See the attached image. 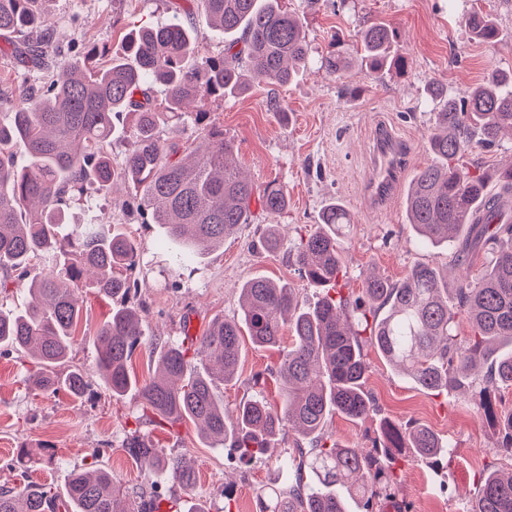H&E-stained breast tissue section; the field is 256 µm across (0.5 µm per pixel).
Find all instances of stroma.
<instances>
[{
  "mask_svg": "<svg viewBox=\"0 0 512 512\" xmlns=\"http://www.w3.org/2000/svg\"><path fill=\"white\" fill-rule=\"evenodd\" d=\"M309 33L311 64L292 83L260 84L248 93L215 98L207 110L213 123L237 145L239 168L255 186L274 181L288 191V208L269 214L252 205L251 221L242 225L223 247L210 251L190 267L170 266L163 248L164 233L155 224L127 212L123 203L136 192L133 184L117 182L112 194L99 193L71 207L74 220L94 215L121 225L141 250L143 278L135 298L147 333L167 340L182 333L183 317L208 327L218 316H236L237 290L246 280L265 276L289 283L303 305L313 304L323 286L299 277L288 262L286 247L274 252L260 245L267 225H279L287 243L316 223L332 198L346 207L351 225L341 243L347 274L344 291L359 294L369 273L389 280L403 278L413 263L423 260L442 270L449 288L477 278L486 262L476 253L470 266L450 264L449 249L421 250L408 221L405 197L418 170L433 163L427 149L431 110L421 100L429 81L437 80L465 93L494 69L512 70V4L506 0H282ZM490 12L502 41L488 46L473 40L465 25L474 9ZM170 0H54L52 22L57 39L75 47L94 45L116 50L131 30L164 22ZM381 21L397 34L395 55L404 70L374 78L360 67L334 74L321 67L332 36H340L350 54H357L356 33L362 22ZM390 125L411 143L409 165L385 209L371 208L364 188L371 174V140L378 124ZM111 304L96 295L83 296L81 319L71 347V365L92 369V344ZM366 388L376 410L361 420L330 416L327 435L338 444L371 449L382 421L398 426L424 425L454 446L447 462H427L403 449V485L398 499L412 512H467L477 487V475L490 467L512 470V459L493 456L498 437L495 424L479 413L471 397L459 392H429L399 377L374 348H366ZM279 354L244 345L234 383L223 389L224 402L264 395L279 404L276 369ZM36 367L27 357L0 352V487L20 488L30 482L63 489L73 469L95 465L111 470L117 484L134 498L159 492L173 499H192L203 512H257L258 494L271 485L287 486L278 471L277 456L295 450L294 437L270 449L266 458L251 462L232 459L229 449L202 442L188 420L161 428L143 416L134 396L113 400L99 380L77 399L66 392L38 391L32 384ZM152 440L166 455H181L193 466L197 482L192 492L168 481L147 482L139 464L123 450L130 434ZM52 445L49 464L23 466L16 462L20 447Z\"/></svg>",
  "mask_w": 512,
  "mask_h": 512,
  "instance_id": "35a3bbf8",
  "label": "stroma"
}]
</instances>
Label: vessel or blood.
<instances>
[{
	"label": "vessel or blood",
	"mask_w": 512,
	"mask_h": 512,
	"mask_svg": "<svg viewBox=\"0 0 512 512\" xmlns=\"http://www.w3.org/2000/svg\"><path fill=\"white\" fill-rule=\"evenodd\" d=\"M373 168L366 193L371 205L383 208L393 195L407 164L410 148L389 127H379L372 139Z\"/></svg>",
	"instance_id": "1"
}]
</instances>
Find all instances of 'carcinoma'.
Instances as JSON below:
<instances>
[{
	"label": "carcinoma",
	"mask_w": 512,
	"mask_h": 512,
	"mask_svg": "<svg viewBox=\"0 0 512 512\" xmlns=\"http://www.w3.org/2000/svg\"><path fill=\"white\" fill-rule=\"evenodd\" d=\"M281 0H184L168 20L130 31L120 49L97 65L90 47L72 61L49 19V0H0V53L14 63L22 95L7 125L0 124V270L17 273L16 291L27 294L21 310L4 309L9 293L0 282V344L40 365L35 388L65 391L75 398L89 390L87 372L69 362L81 291L112 303L98 329L94 373L116 400L134 394L142 411L162 426L191 419L201 437L250 462L294 430L312 440L309 451L284 456L278 468L292 477L287 488L260 493L257 512H364L408 505L396 501L401 484L399 454L412 448L423 458L451 457L452 447L425 426L381 425L382 442L365 452L320 438L333 413L359 420L374 413L365 389L363 347L377 349L397 374L430 391L466 388L484 416L497 420L504 435L496 455L512 458V412L495 411L496 394L512 387V217L490 213L473 223L491 196L490 180L512 192V160L491 173L471 175L457 164L472 148L492 149L512 131V71L491 72L461 97L438 81L426 94L434 104L428 150L437 161L420 169L406 195L409 223L422 245L458 243L452 263L463 266L482 250V274L448 294V281L418 261L401 280L369 275L362 294H325L314 306L299 305L293 288L257 276L240 292V314L218 317L208 331L187 343L167 340L157 351L160 375L141 383L129 370L133 351L152 346L138 308L130 304L139 279V247L125 233L97 219L74 223L71 200L91 187L109 192L118 179L137 188V212L165 232L173 244L169 263L189 267L224 239L250 223L258 198L262 210L280 214L287 189L275 182L258 190L237 167L235 144L208 121L209 100L240 92L249 83L285 85L307 67L308 33ZM471 37L495 44L500 31L491 15L465 17ZM224 34V54L206 56L197 33ZM361 65L378 75L401 68L392 55L394 31L367 21L358 31ZM341 46L325 59L338 73L347 67ZM162 88V109L152 87ZM132 113L129 147L119 168L112 166V132ZM350 224L333 199L318 223L288 250L299 275L316 284L346 276L340 240ZM469 333L459 335V321ZM291 342L283 344V332ZM280 353V406L263 395L227 408L218 384L232 381L243 340ZM122 448L149 478L165 476L186 490L196 474L183 458L165 456L132 434ZM311 481L304 482V472ZM469 512H512V471L481 472ZM0 512H181L176 502L155 495L148 508L120 494L105 467L71 471L65 499L47 484L0 488Z\"/></svg>",
	"instance_id": "cac0c4a2"
}]
</instances>
